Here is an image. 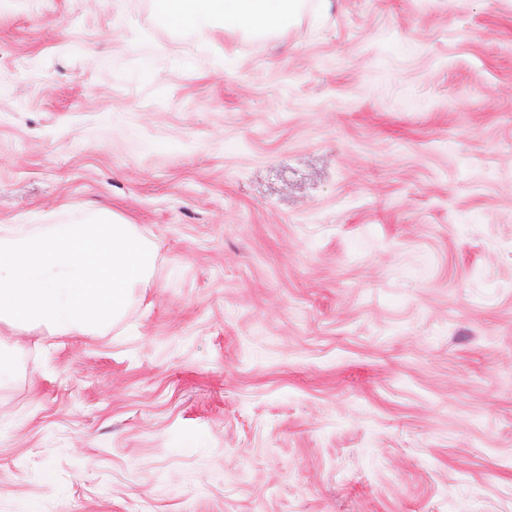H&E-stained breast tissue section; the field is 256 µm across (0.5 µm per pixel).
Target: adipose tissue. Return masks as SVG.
Returning <instances> with one entry per match:
<instances>
[{"label": "adipose tissue", "mask_w": 512, "mask_h": 512, "mask_svg": "<svg viewBox=\"0 0 512 512\" xmlns=\"http://www.w3.org/2000/svg\"><path fill=\"white\" fill-rule=\"evenodd\" d=\"M164 15L201 38L217 30L273 37L303 0H161ZM149 230L117 211L67 224H0V386L38 363L20 364L10 336H108L125 325L155 275Z\"/></svg>", "instance_id": "1"}]
</instances>
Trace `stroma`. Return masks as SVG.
Segmentation results:
<instances>
[{
    "mask_svg": "<svg viewBox=\"0 0 512 512\" xmlns=\"http://www.w3.org/2000/svg\"><path fill=\"white\" fill-rule=\"evenodd\" d=\"M0 0V224L150 228L131 336L0 389V512H512V0L208 41Z\"/></svg>",
    "mask_w": 512,
    "mask_h": 512,
    "instance_id": "obj_1",
    "label": "stroma"
}]
</instances>
